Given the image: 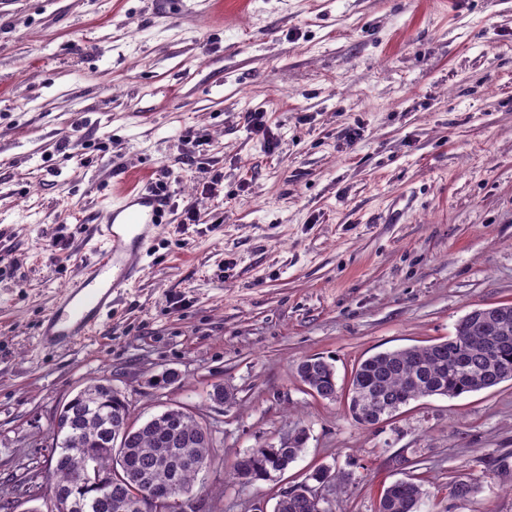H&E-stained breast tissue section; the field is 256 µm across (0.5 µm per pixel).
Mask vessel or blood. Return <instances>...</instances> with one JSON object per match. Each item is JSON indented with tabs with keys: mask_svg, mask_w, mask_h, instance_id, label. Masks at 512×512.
Masks as SVG:
<instances>
[{
	"mask_svg": "<svg viewBox=\"0 0 512 512\" xmlns=\"http://www.w3.org/2000/svg\"><path fill=\"white\" fill-rule=\"evenodd\" d=\"M112 195L109 221L97 230L99 255L42 319L39 337L44 348L70 346L97 329L103 313L112 308L113 295L138 279L139 258L164 222V202L147 177L124 174L113 184Z\"/></svg>",
	"mask_w": 512,
	"mask_h": 512,
	"instance_id": "vessel-or-blood-1",
	"label": "vessel or blood"
}]
</instances>
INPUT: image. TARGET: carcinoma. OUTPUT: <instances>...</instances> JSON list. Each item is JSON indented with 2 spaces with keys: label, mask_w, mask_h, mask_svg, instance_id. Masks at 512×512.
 <instances>
[{
  "label": "carcinoma",
  "mask_w": 512,
  "mask_h": 512,
  "mask_svg": "<svg viewBox=\"0 0 512 512\" xmlns=\"http://www.w3.org/2000/svg\"><path fill=\"white\" fill-rule=\"evenodd\" d=\"M323 400L337 398L335 367L324 358L309 357L297 366ZM357 401L347 404L355 423L371 426L407 405L434 395L449 398L490 389L512 380V303L475 308L456 324L454 336L427 345L375 354L361 361L352 372ZM100 378L65 402L67 418L53 428L54 457L47 461L48 475L58 467L72 471L92 468L99 484L74 488L82 504L79 512H129V489L115 479L125 466L132 480L146 493L159 490L177 478L188 492L198 471L173 470L181 456H193L210 463L214 450L212 434L193 417L156 415L140 426L130 423V406L125 397L105 387ZM307 442L301 429L288 443L270 450L260 446L240 457L233 467L243 483L267 480L285 471L302 453ZM71 448L83 453L72 454ZM424 504L421 485L414 480L401 486L392 483L380 495L377 512H421ZM275 512H315L303 494H293L276 503Z\"/></svg>",
  "instance_id": "cac0c4a2"
}]
</instances>
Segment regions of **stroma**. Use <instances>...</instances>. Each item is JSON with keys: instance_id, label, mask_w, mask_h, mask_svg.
<instances>
[{"instance_id": "1", "label": "stroma", "mask_w": 512, "mask_h": 512, "mask_svg": "<svg viewBox=\"0 0 512 512\" xmlns=\"http://www.w3.org/2000/svg\"><path fill=\"white\" fill-rule=\"evenodd\" d=\"M257 109L262 132L242 120ZM125 169L166 182L167 222L97 330L45 349ZM2 226L7 512L43 508L46 478L17 481L99 377L134 422L178 405L210 426L199 512H274L320 466L347 476L331 512H376L408 476L422 512H512V380L365 428L297 374L325 357L347 391L367 357L512 302V0H0ZM302 428L283 474L234 478Z\"/></svg>"}]
</instances>
